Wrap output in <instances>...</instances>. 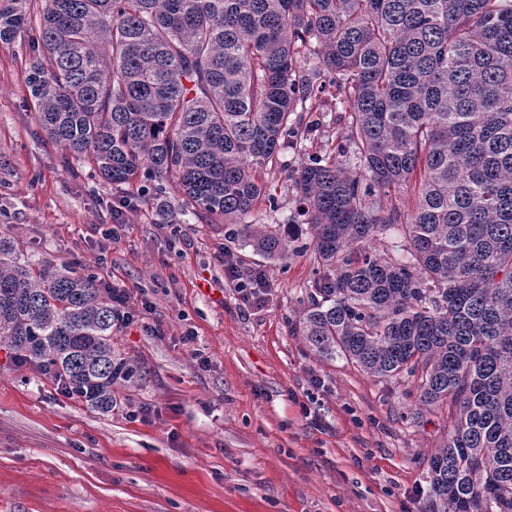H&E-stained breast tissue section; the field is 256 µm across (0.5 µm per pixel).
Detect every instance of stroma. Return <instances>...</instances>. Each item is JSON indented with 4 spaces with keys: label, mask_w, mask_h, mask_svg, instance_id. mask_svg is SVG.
<instances>
[{
    "label": "stroma",
    "mask_w": 512,
    "mask_h": 512,
    "mask_svg": "<svg viewBox=\"0 0 512 512\" xmlns=\"http://www.w3.org/2000/svg\"><path fill=\"white\" fill-rule=\"evenodd\" d=\"M29 53L0 42V236L131 289L112 343L140 374L104 415L0 348V512H427L447 408L313 354L295 332L319 276L310 252L268 261L204 217L159 226L68 167L34 118ZM323 147L311 138L271 170L278 210L260 222L300 223L292 174ZM228 257L264 273L249 301Z\"/></svg>",
    "instance_id": "stroma-1"
}]
</instances>
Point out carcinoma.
<instances>
[{
    "instance_id": "carcinoma-1",
    "label": "carcinoma",
    "mask_w": 512,
    "mask_h": 512,
    "mask_svg": "<svg viewBox=\"0 0 512 512\" xmlns=\"http://www.w3.org/2000/svg\"><path fill=\"white\" fill-rule=\"evenodd\" d=\"M26 2L0 0V41L38 31L27 86L47 138L117 191L141 182L163 224H230L270 260L308 235L324 274L297 334L454 410L429 460L443 512H512V0H44L36 18ZM329 86L342 146L295 173L304 224L246 223L277 211L265 175ZM392 227L401 253L372 250ZM117 327L109 283L0 238V344L102 414L138 373Z\"/></svg>"
}]
</instances>
